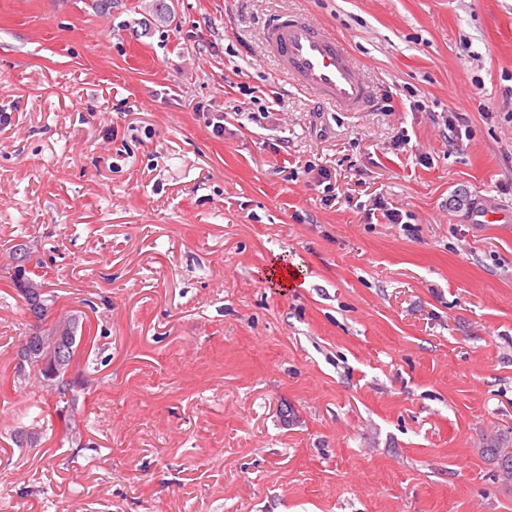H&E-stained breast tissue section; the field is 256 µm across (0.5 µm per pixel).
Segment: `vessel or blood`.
<instances>
[{
  "label": "vessel or blood",
  "instance_id": "obj_1",
  "mask_svg": "<svg viewBox=\"0 0 512 512\" xmlns=\"http://www.w3.org/2000/svg\"><path fill=\"white\" fill-rule=\"evenodd\" d=\"M263 43L281 75L297 90L342 112H361L370 104L373 86L347 48L309 19L278 16L265 25Z\"/></svg>",
  "mask_w": 512,
  "mask_h": 512
}]
</instances>
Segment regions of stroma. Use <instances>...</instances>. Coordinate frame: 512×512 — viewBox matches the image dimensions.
<instances>
[{"mask_svg":"<svg viewBox=\"0 0 512 512\" xmlns=\"http://www.w3.org/2000/svg\"><path fill=\"white\" fill-rule=\"evenodd\" d=\"M166 2L0 0V270L37 251L95 338L81 448L13 380L34 319L0 280V512H512L480 453L512 448V223L480 221L512 210V0ZM286 12L366 111L278 79ZM266 50L297 90L312 94L341 112H362L373 86L342 42L298 14L285 13L263 30Z\"/></svg>","mask_w":512,"mask_h":512,"instance_id":"stroma-1","label":"stroma"}]
</instances>
